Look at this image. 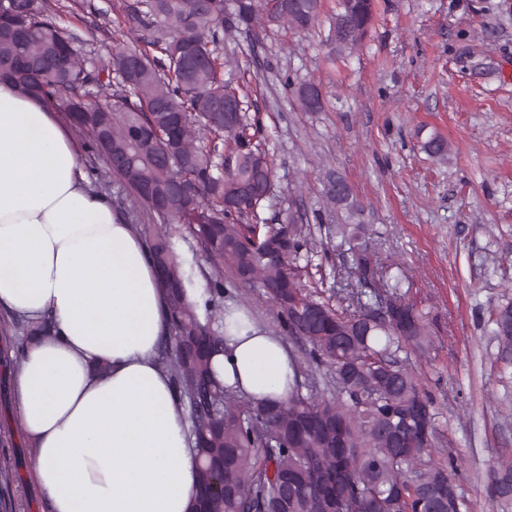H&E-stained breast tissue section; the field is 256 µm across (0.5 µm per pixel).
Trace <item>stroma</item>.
Here are the masks:
<instances>
[{
	"label": "stroma",
	"instance_id": "35a3bbf8",
	"mask_svg": "<svg viewBox=\"0 0 512 512\" xmlns=\"http://www.w3.org/2000/svg\"><path fill=\"white\" fill-rule=\"evenodd\" d=\"M82 2L55 21L80 48L105 53L124 0ZM337 4L322 0L309 31L244 32L218 50L225 77L248 86L274 159L276 202L261 216L278 224L291 211L320 225L331 264H341L348 245L336 227L347 213L326 188L346 180L379 261L432 333L411 364L435 400L442 445L461 460L474 512H493L487 474L512 462V404L502 400L490 334L494 307L512 301V0H377L366 39L344 59L326 44ZM309 79L322 87L323 111L296 108L293 85ZM432 132L447 140L445 157L424 152ZM169 230L177 259L207 287L210 261L186 227ZM224 287L225 302L281 332L261 289L229 279ZM22 336V320L0 311V458L10 466L0 485L13 512H46L4 358Z\"/></svg>",
	"mask_w": 512,
	"mask_h": 512
}]
</instances>
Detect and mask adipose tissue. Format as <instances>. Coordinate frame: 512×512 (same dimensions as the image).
Wrapping results in <instances>:
<instances>
[{"mask_svg": "<svg viewBox=\"0 0 512 512\" xmlns=\"http://www.w3.org/2000/svg\"><path fill=\"white\" fill-rule=\"evenodd\" d=\"M0 309L51 315L12 372L33 483L48 512H194L186 407L156 357L168 330L159 272L135 225L94 192L57 114L0 82ZM225 386L287 400L292 358L243 309H224Z\"/></svg>", "mask_w": 512, "mask_h": 512, "instance_id": "ef3b65f1", "label": "adipose tissue"}]
</instances>
